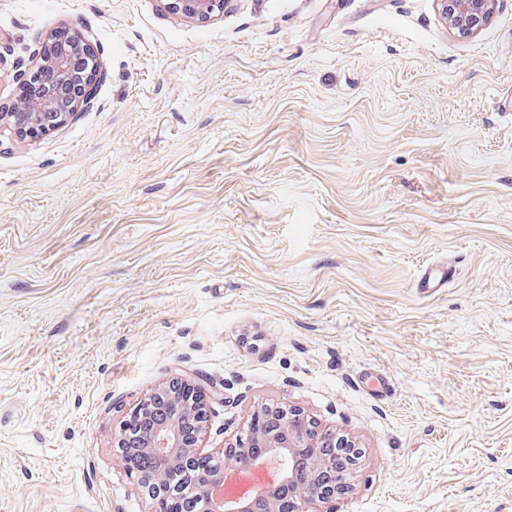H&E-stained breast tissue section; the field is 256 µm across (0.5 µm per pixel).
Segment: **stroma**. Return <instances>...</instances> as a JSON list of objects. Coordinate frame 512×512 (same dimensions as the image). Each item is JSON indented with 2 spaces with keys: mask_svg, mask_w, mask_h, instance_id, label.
Wrapping results in <instances>:
<instances>
[{
  "mask_svg": "<svg viewBox=\"0 0 512 512\" xmlns=\"http://www.w3.org/2000/svg\"><path fill=\"white\" fill-rule=\"evenodd\" d=\"M61 28L97 106L0 137V512H154L115 442L177 376L202 453L351 441L333 512H512V0H0V103ZM164 8L186 18L206 20L224 12L229 0H163ZM444 18L460 36H470L489 21L493 0H438Z\"/></svg>",
  "mask_w": 512,
  "mask_h": 512,
  "instance_id": "1",
  "label": "stroma"
}]
</instances>
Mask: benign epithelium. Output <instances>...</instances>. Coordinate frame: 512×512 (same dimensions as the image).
Returning a JSON list of instances; mask_svg holds the SVG:
<instances>
[{
	"instance_id": "1",
	"label": "benign epithelium",
	"mask_w": 512,
	"mask_h": 512,
	"mask_svg": "<svg viewBox=\"0 0 512 512\" xmlns=\"http://www.w3.org/2000/svg\"><path fill=\"white\" fill-rule=\"evenodd\" d=\"M164 8L186 18L206 20L224 12L229 0H163ZM444 18L463 37L481 30L489 21L493 0H438ZM58 41L54 54L40 55L39 65L48 70L50 82L39 98L24 100L22 112H5L0 106V130L5 128L19 139L34 140L64 125L80 105L92 106L97 98V81L81 78L72 57L71 46L77 35L67 29L53 34ZM168 385L138 404L128 414L117 439V447L127 443L133 423L150 412L162 415L157 427L140 436L142 451L159 463L158 479L169 481L177 475L176 466L198 453L199 436H190L180 425V415L193 414L199 423L206 419V408L198 397L186 398ZM280 417L276 432L249 429L244 436L225 446L217 470L200 469L190 482L200 488L208 512H326L324 505L345 490L355 466L349 448L352 444L330 430L318 428L303 412L275 408ZM264 448L266 454L283 457L288 467L278 472L271 489L236 493L235 508L214 496L215 487L224 485V476L246 473L258 467V459L247 458V449Z\"/></svg>"
}]
</instances>
